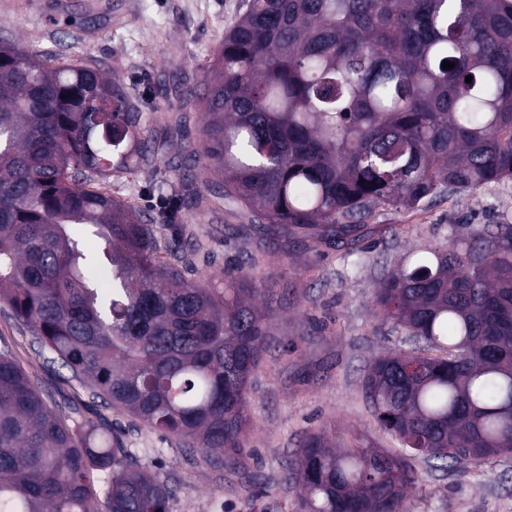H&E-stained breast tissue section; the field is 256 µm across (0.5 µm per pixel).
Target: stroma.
<instances>
[{
    "instance_id": "35a3bbf8",
    "label": "stroma",
    "mask_w": 512,
    "mask_h": 512,
    "mask_svg": "<svg viewBox=\"0 0 512 512\" xmlns=\"http://www.w3.org/2000/svg\"><path fill=\"white\" fill-rule=\"evenodd\" d=\"M0 11V37L29 53L72 52L99 63L133 97H145L144 125L155 111L183 107L185 125L165 139L158 170L189 190L182 211L210 262L220 269L237 243L224 238L233 218L210 209L209 162L198 152L205 121L201 108L205 69L239 15L243 0H14ZM150 180L143 170L115 173L106 181L114 198L145 209ZM512 216V180L456 200L434 201L416 212L388 210L376 219L364 250L348 260L304 239L288 253L267 250L256 272L268 291L270 330L288 346L256 373L252 418L243 452V474L197 465L176 440L145 428L104 405L87 408L86 390L70 372L46 367L30 331L0 303V347L9 349L53 406L83 421L105 420L126 429V446L179 493L171 512H296L297 489L282 480L299 442L326 430L339 444L358 434L394 449L367 410L363 380L370 363L410 346L407 336L382 319L374 297L383 274L399 259L469 236L482 225ZM406 493L408 512H512V455L448 472L418 468Z\"/></svg>"
}]
</instances>
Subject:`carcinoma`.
I'll use <instances>...</instances> for the list:
<instances>
[{"instance_id":"obj_1","label":"carcinoma","mask_w":512,"mask_h":512,"mask_svg":"<svg viewBox=\"0 0 512 512\" xmlns=\"http://www.w3.org/2000/svg\"><path fill=\"white\" fill-rule=\"evenodd\" d=\"M202 105L201 152L249 225H224L236 255L197 279L177 190L159 184L152 210L104 190L155 168L138 105L83 58L0 39V302L89 399L231 471L254 374L284 347L256 305L247 232L350 256L385 208L512 179V0H244ZM376 303L412 342L363 381L401 450L308 434L285 473L297 512H406L416 463L512 454V222L397 263ZM176 495L117 433L67 424L0 350V512H170Z\"/></svg>"}]
</instances>
